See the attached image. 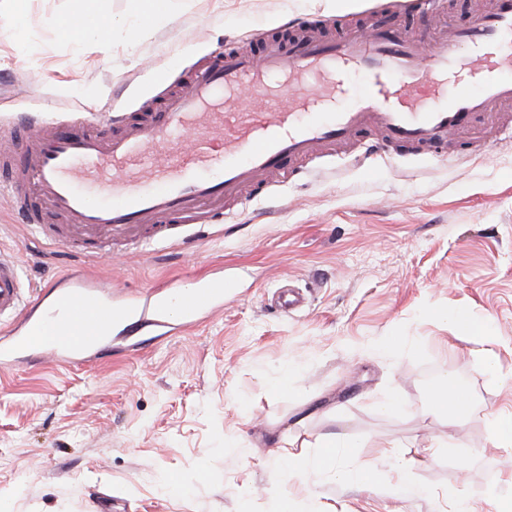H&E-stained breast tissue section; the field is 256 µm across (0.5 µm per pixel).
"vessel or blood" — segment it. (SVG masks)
<instances>
[{"label":"vessel or blood","instance_id":"b4317fda","mask_svg":"<svg viewBox=\"0 0 512 512\" xmlns=\"http://www.w3.org/2000/svg\"><path fill=\"white\" fill-rule=\"evenodd\" d=\"M431 21L413 32L392 5L333 36L257 35L207 59L159 111L72 120L17 112L0 137V185L21 223L87 257L120 242L185 246L187 226L227 223L229 203L266 199L272 174L303 173L323 152L352 148L354 163L422 154L512 106V0H491L465 22L442 0H412ZM364 83L350 104L343 78ZM61 216L43 223L46 212ZM54 299L0 338V372L25 362L77 365L109 352L111 335L161 344L198 325L236 293L212 273L191 288L146 297L112 291L78 270L52 281ZM23 303L16 261L0 253V321Z\"/></svg>","mask_w":512,"mask_h":512}]
</instances>
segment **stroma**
<instances>
[{
	"label": "stroma",
	"mask_w": 512,
	"mask_h": 512,
	"mask_svg": "<svg viewBox=\"0 0 512 512\" xmlns=\"http://www.w3.org/2000/svg\"><path fill=\"white\" fill-rule=\"evenodd\" d=\"M0 0V126L13 113L71 118L158 104L153 67L182 83L226 38L299 17L357 19L382 0ZM94 10L105 34L75 18ZM489 154L421 156L365 172L347 159L251 202L234 233L215 225L195 244L148 256L114 250L76 258L12 213L0 190V252L32 300L77 267L141 295L186 288L216 268L240 285L202 325L93 365H20L0 375V512H497L512 447L489 422L512 411V147L495 131ZM290 285L291 314L271 298ZM466 312L484 340L448 326ZM495 358L487 368L483 352ZM448 369L470 397L466 419L431 401L429 367ZM398 405L380 409V401ZM334 435L347 453L296 478L277 451L300 455ZM453 437L448 450L437 442ZM363 472L341 482L337 465ZM410 479H403V471Z\"/></svg>",
	"instance_id": "35a3bbf8"
}]
</instances>
